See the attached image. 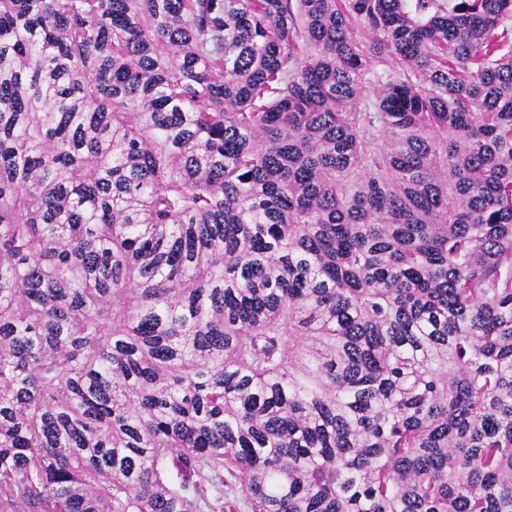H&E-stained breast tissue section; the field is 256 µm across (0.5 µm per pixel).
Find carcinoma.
Masks as SVG:
<instances>
[{
	"mask_svg": "<svg viewBox=\"0 0 512 512\" xmlns=\"http://www.w3.org/2000/svg\"><path fill=\"white\" fill-rule=\"evenodd\" d=\"M512 512V0H0V512Z\"/></svg>",
	"mask_w": 512,
	"mask_h": 512,
	"instance_id": "carcinoma-1",
	"label": "carcinoma"
}]
</instances>
